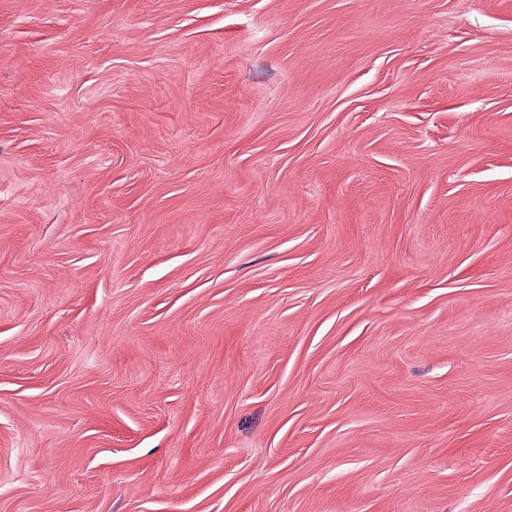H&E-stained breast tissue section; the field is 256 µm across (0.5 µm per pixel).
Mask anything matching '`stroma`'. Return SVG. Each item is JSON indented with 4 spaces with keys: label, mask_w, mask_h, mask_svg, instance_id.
I'll list each match as a JSON object with an SVG mask.
<instances>
[{
    "label": "stroma",
    "mask_w": 512,
    "mask_h": 512,
    "mask_svg": "<svg viewBox=\"0 0 512 512\" xmlns=\"http://www.w3.org/2000/svg\"><path fill=\"white\" fill-rule=\"evenodd\" d=\"M0 512H512V0H0Z\"/></svg>",
    "instance_id": "1"
}]
</instances>
